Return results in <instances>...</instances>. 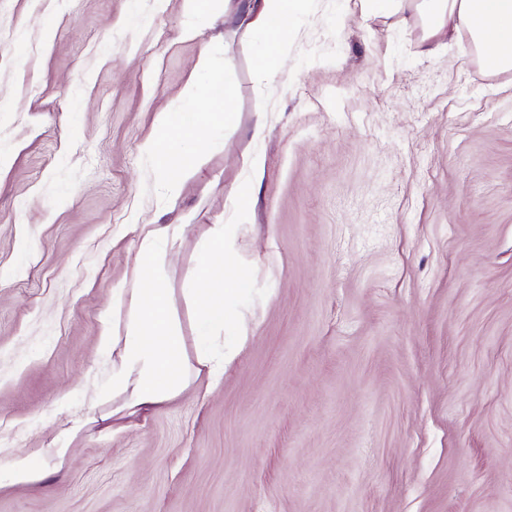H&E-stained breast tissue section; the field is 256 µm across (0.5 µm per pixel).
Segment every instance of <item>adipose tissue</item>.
Listing matches in <instances>:
<instances>
[{"mask_svg":"<svg viewBox=\"0 0 512 512\" xmlns=\"http://www.w3.org/2000/svg\"><path fill=\"white\" fill-rule=\"evenodd\" d=\"M304 0H236L235 18L253 33L262 50L259 72L273 79L279 71L288 20L301 12ZM362 17L382 9L404 10L420 19L432 48L460 37L483 58L487 70H512V0H359ZM198 80L182 92L186 103L205 97L208 109L157 115L158 136L143 145V152L160 175L194 166L199 142L211 149L222 144L221 134L233 119V78L230 70L214 71L209 52L196 64ZM183 232L179 224H153L138 240L134 278L144 284L112 291L115 310L125 311L123 323L103 327L101 342L112 347V389L123 394L128 407L155 406L170 401L187 387L182 337L172 315L169 291L163 288V267L169 251ZM232 259L226 250L225 227L213 225L209 246L200 254L189 295L194 304L199 362L212 381L224 374L225 357L216 355L210 336L223 331L225 304L245 287L242 271L225 273Z\"/></svg>","mask_w":512,"mask_h":512,"instance_id":"1","label":"adipose tissue"}]
</instances>
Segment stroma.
<instances>
[{
    "instance_id": "stroma-1",
    "label": "stroma",
    "mask_w": 512,
    "mask_h": 512,
    "mask_svg": "<svg viewBox=\"0 0 512 512\" xmlns=\"http://www.w3.org/2000/svg\"><path fill=\"white\" fill-rule=\"evenodd\" d=\"M422 37L306 0L267 83L182 0H0V465L44 472L0 512H512V71ZM207 46L235 115L172 194L142 146ZM148 224L184 227L163 285L192 367L132 412L100 332ZM215 224L249 285L214 386L184 290ZM245 164L251 174V178L237 185L233 192L235 223L238 224L250 223L255 180L261 178L264 173L265 157L259 153H252L245 159Z\"/></svg>"
}]
</instances>
